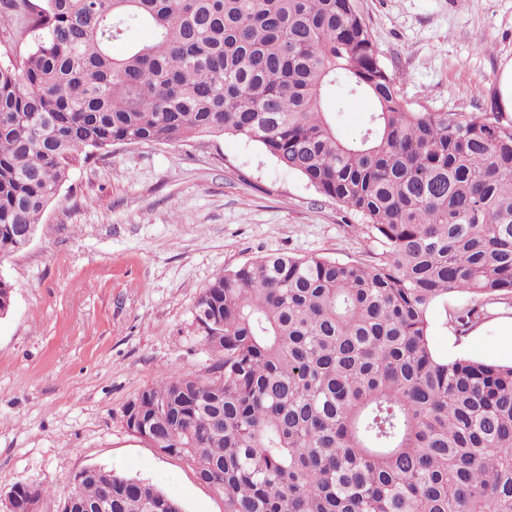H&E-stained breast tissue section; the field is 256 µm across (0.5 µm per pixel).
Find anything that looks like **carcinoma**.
I'll return each instance as SVG.
<instances>
[{"mask_svg": "<svg viewBox=\"0 0 512 512\" xmlns=\"http://www.w3.org/2000/svg\"><path fill=\"white\" fill-rule=\"evenodd\" d=\"M0 43V261L28 245L79 160L116 144L235 135L355 215L374 263L268 254L214 276L211 363L126 402L157 414L224 512H512V365L446 359L429 311L512 295V120L407 103L353 0H7ZM140 25L151 39L112 54ZM370 95L347 139L324 98ZM13 284L0 276V317ZM475 306L454 316L464 332ZM63 506L183 512L106 470Z\"/></svg>", "mask_w": 512, "mask_h": 512, "instance_id": "carcinoma-1", "label": "carcinoma"}]
</instances>
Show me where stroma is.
<instances>
[{
    "instance_id": "35a3bbf8",
    "label": "stroma",
    "mask_w": 512,
    "mask_h": 512,
    "mask_svg": "<svg viewBox=\"0 0 512 512\" xmlns=\"http://www.w3.org/2000/svg\"><path fill=\"white\" fill-rule=\"evenodd\" d=\"M354 4L411 106L499 110L512 0ZM326 108L353 139L375 103ZM381 252L354 217L244 138L116 145L76 163L31 244L0 263L14 287L0 318V495L41 487L37 512H60L70 476L101 466L157 483L184 512H224L184 461L126 430L123 405L160 378L204 373L194 306L218 271L270 253L368 263ZM473 303L453 293L432 306L436 352L511 363L512 298L482 301L476 324L456 331V312Z\"/></svg>"
}]
</instances>
